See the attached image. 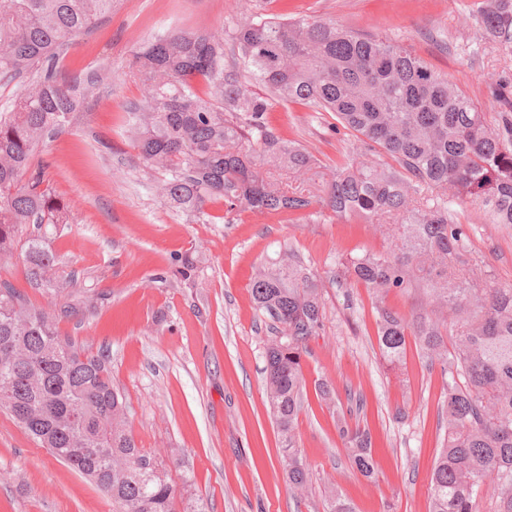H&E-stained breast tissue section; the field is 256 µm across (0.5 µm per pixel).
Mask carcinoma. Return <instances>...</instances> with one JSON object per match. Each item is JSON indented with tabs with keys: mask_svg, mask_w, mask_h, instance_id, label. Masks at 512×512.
<instances>
[{
	"mask_svg": "<svg viewBox=\"0 0 512 512\" xmlns=\"http://www.w3.org/2000/svg\"><path fill=\"white\" fill-rule=\"evenodd\" d=\"M245 2L249 14L225 31L166 34L136 52L142 94L126 112L138 160L191 222L205 220L208 203L218 199L229 213L296 216L312 196L263 177L257 165L304 175L316 159L272 128L266 114L277 103L333 114L368 158L336 166L320 189L319 214L369 224L389 244L348 258L336 277L370 289L388 364L400 362L407 337L415 336L448 377L430 512H474L485 488L499 512H512V286H491L457 266L468 233L450 210L460 201L486 224L512 225V85L504 84L499 110L485 112L400 43ZM116 4L0 0V83L36 77L0 113V260L21 250L30 287L69 298L50 313L0 281V410L108 495L113 512H208L201 499L179 506L169 469L174 451L163 456L137 446L109 355L57 331V320L93 312L97 298L73 297V280L55 276L45 236L23 234L28 224L70 223L69 206L33 158L105 89L102 70L66 80L56 60ZM476 25L482 41L512 52V0H481ZM414 289L425 297L417 316L387 304L391 292ZM251 291L257 308L281 326L265 350V389L288 485L302 498L311 476L295 426L305 342L323 323L322 281L286 251L257 270ZM342 434L352 464L372 476L370 434L345 427ZM325 495L329 512H355L336 485Z\"/></svg>",
	"mask_w": 512,
	"mask_h": 512,
	"instance_id": "cac0c4a2",
	"label": "carcinoma"
}]
</instances>
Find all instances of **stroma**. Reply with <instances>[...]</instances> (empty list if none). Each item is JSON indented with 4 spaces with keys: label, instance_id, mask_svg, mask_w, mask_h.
Returning a JSON list of instances; mask_svg holds the SVG:
<instances>
[{
    "label": "stroma",
    "instance_id": "stroma-1",
    "mask_svg": "<svg viewBox=\"0 0 512 512\" xmlns=\"http://www.w3.org/2000/svg\"><path fill=\"white\" fill-rule=\"evenodd\" d=\"M479 0H291L311 16L359 33L403 43L493 111L500 83L512 82V55L481 44L472 14ZM237 0H119L112 15L76 37L58 72L73 78L105 67L112 91L87 100L65 131L34 158L55 195L71 210L67 224L44 228L61 278L76 277L98 299L94 313L57 323L61 334L112 359V381L126 396L139 447L178 452L188 485L179 499H204L209 512H328L326 483H335L355 512H430L434 463L445 435V379L438 363L409 337L397 366L384 360L367 288L336 282L338 263L386 241L342 217L229 213L210 203L205 222L168 208L156 180L139 164L127 136L124 107L139 98L137 46L162 33L216 29L239 12ZM270 123L318 161L305 186L318 191L358 144L333 131L329 115L274 105ZM458 222L469 239L460 258L481 263L488 284L512 285V226L481 224L468 206ZM294 251L318 271L325 309L319 335L302 355L304 387L297 444L312 472L295 499L281 465V436L269 412L264 352L275 322L250 292L256 269ZM197 264L176 276L182 257ZM330 379L336 406L317 384ZM369 431L372 477L350 461L337 427ZM0 512H112V501L37 444L0 412Z\"/></svg>",
    "mask_w": 512,
    "mask_h": 512
}]
</instances>
